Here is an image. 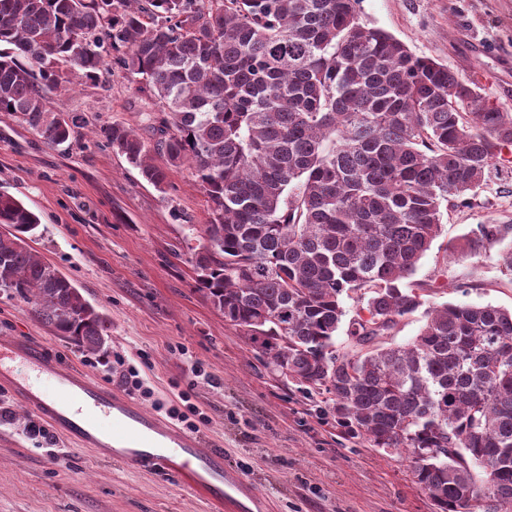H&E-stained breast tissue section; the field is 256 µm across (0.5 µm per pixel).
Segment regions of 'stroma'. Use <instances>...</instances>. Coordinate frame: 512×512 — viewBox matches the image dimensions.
<instances>
[{
    "instance_id": "1",
    "label": "stroma",
    "mask_w": 512,
    "mask_h": 512,
    "mask_svg": "<svg viewBox=\"0 0 512 512\" xmlns=\"http://www.w3.org/2000/svg\"><path fill=\"white\" fill-rule=\"evenodd\" d=\"M360 23L385 30L416 55L448 65L512 113V0H358ZM58 114L84 118L53 147L17 114L0 112V191L40 218L30 247L63 273L108 325L102 351L78 349L0 293V336L45 343L65 364L121 389L148 414L196 407L197 433L224 455L217 505L169 471L145 473L67 444L31 437L32 415L0 389V512H434L405 456L346 438L328 407L283 384L265 358L195 288L192 232L208 203L192 169L170 168L157 190L114 152L105 128L154 143L159 124L147 91L117 63L98 81L51 94ZM496 220L502 242L455 258L470 228ZM512 244V175L443 212L442 232L414 281L437 277L426 305L512 309V281L495 266ZM201 376H194L193 368ZM136 369L140 386L123 382Z\"/></svg>"
}]
</instances>
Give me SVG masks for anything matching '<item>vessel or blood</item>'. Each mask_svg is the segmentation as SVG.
Masks as SVG:
<instances>
[{
  "instance_id": "b4317fda",
  "label": "vessel or blood",
  "mask_w": 512,
  "mask_h": 512,
  "mask_svg": "<svg viewBox=\"0 0 512 512\" xmlns=\"http://www.w3.org/2000/svg\"><path fill=\"white\" fill-rule=\"evenodd\" d=\"M0 387L61 438L139 470L171 471L224 500V457L163 425L125 394L66 366L42 343L0 337Z\"/></svg>"
}]
</instances>
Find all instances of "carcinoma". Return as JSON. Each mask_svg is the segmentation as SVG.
I'll list each match as a JSON object with an SVG mask.
<instances>
[{
    "mask_svg": "<svg viewBox=\"0 0 512 512\" xmlns=\"http://www.w3.org/2000/svg\"><path fill=\"white\" fill-rule=\"evenodd\" d=\"M358 0H0V112L54 146L79 115L48 108L104 52L161 112L150 147L103 130L159 190L187 163L209 204L196 287L278 376L327 395L344 435L405 452L436 512H512V310L424 305L403 280L512 157V113L447 65L359 22ZM165 158L158 164L154 156ZM38 216L0 192V293L88 352L102 316L27 240ZM502 235L478 224L453 246ZM346 339L336 336L347 310Z\"/></svg>",
    "mask_w": 512,
    "mask_h": 512,
    "instance_id": "1",
    "label": "carcinoma"
}]
</instances>
